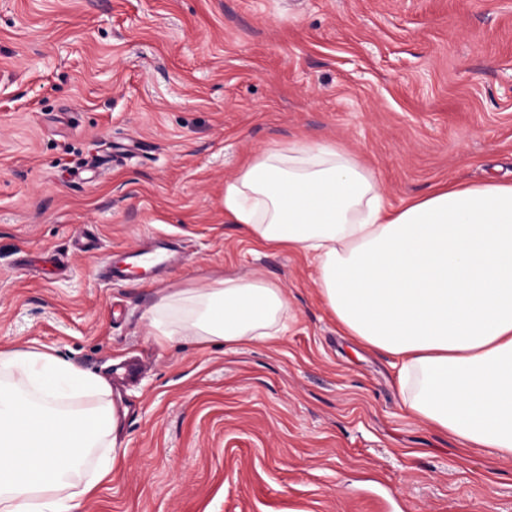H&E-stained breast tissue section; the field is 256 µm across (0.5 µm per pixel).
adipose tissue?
I'll return each instance as SVG.
<instances>
[{"label": "adipose tissue", "mask_w": 512, "mask_h": 512, "mask_svg": "<svg viewBox=\"0 0 512 512\" xmlns=\"http://www.w3.org/2000/svg\"><path fill=\"white\" fill-rule=\"evenodd\" d=\"M224 213L254 244L304 254L342 335L394 359L403 405L465 449L512 459V181L448 184L393 205L333 144L296 142L247 161ZM278 286L227 278L161 296L158 343L238 347L290 325ZM93 394L99 401L78 405ZM110 387L53 353L0 348V512H78L112 471ZM111 448L84 480L92 449Z\"/></svg>", "instance_id": "obj_1"}]
</instances>
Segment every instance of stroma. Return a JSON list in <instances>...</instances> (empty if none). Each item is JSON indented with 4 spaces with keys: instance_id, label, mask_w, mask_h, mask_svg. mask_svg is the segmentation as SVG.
<instances>
[{
    "instance_id": "obj_1",
    "label": "stroma",
    "mask_w": 512,
    "mask_h": 512,
    "mask_svg": "<svg viewBox=\"0 0 512 512\" xmlns=\"http://www.w3.org/2000/svg\"><path fill=\"white\" fill-rule=\"evenodd\" d=\"M334 144L392 203L512 178V0H0V347L103 377L126 450L81 512H512V460L406 414L317 273L224 215L242 163ZM94 233L101 253H76ZM164 279L96 276L145 236ZM283 289L277 339L158 345L163 294Z\"/></svg>"
}]
</instances>
